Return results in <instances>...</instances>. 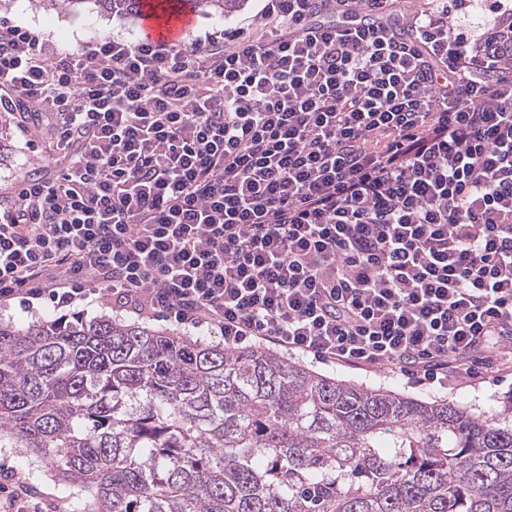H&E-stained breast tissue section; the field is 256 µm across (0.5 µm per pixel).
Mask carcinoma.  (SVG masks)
<instances>
[{"label":"carcinoma","instance_id":"1","mask_svg":"<svg viewBox=\"0 0 512 512\" xmlns=\"http://www.w3.org/2000/svg\"><path fill=\"white\" fill-rule=\"evenodd\" d=\"M90 1L144 8L35 0ZM0 448L87 491L85 512H512V396L475 414L109 319L0 321Z\"/></svg>","mask_w":512,"mask_h":512}]
</instances>
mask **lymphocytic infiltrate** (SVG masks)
Listing matches in <instances>:
<instances>
[{
    "label": "lymphocytic infiltrate",
    "mask_w": 512,
    "mask_h": 512,
    "mask_svg": "<svg viewBox=\"0 0 512 512\" xmlns=\"http://www.w3.org/2000/svg\"><path fill=\"white\" fill-rule=\"evenodd\" d=\"M263 0L254 29L77 49L0 19L46 163L0 303L112 309L452 387L512 373V0Z\"/></svg>",
    "instance_id": "1"
}]
</instances>
